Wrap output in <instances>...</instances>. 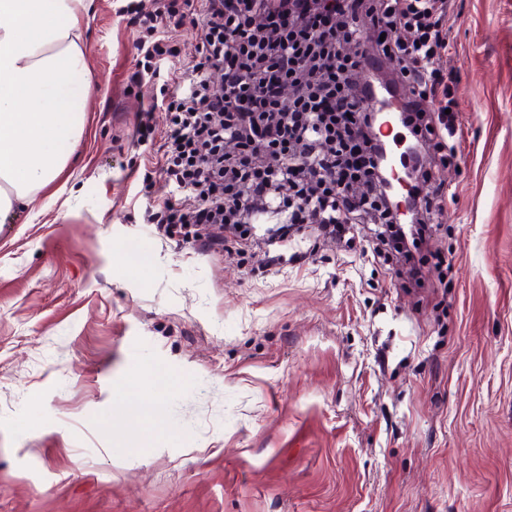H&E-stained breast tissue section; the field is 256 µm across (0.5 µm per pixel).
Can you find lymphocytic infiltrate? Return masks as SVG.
Masks as SVG:
<instances>
[{"mask_svg":"<svg viewBox=\"0 0 512 512\" xmlns=\"http://www.w3.org/2000/svg\"><path fill=\"white\" fill-rule=\"evenodd\" d=\"M453 0H128L141 68L131 84L174 56L164 32L191 26L199 62L165 103L163 168L174 199L147 211L166 237L217 253L255 241L269 266L301 224L329 236L377 224L387 252L419 280L421 243L438 223L441 171L456 159L448 139L459 106L457 78L444 69ZM221 86H213L209 73ZM401 111L407 132L400 171L416 228L402 239L379 151L390 137L367 106L376 89ZM226 226L229 237L210 234Z\"/></svg>","mask_w":512,"mask_h":512,"instance_id":"1","label":"lymphocytic infiltrate"}]
</instances>
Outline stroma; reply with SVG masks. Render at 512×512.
Returning <instances> with one entry per match:
<instances>
[{"label":"stroma","mask_w":512,"mask_h":512,"mask_svg":"<svg viewBox=\"0 0 512 512\" xmlns=\"http://www.w3.org/2000/svg\"><path fill=\"white\" fill-rule=\"evenodd\" d=\"M124 5L83 30L72 161L0 232V512H512V0H456L461 156L420 288L366 226L302 228L271 270L143 223L172 185L134 116L199 43L168 30L127 88Z\"/></svg>","instance_id":"1"}]
</instances>
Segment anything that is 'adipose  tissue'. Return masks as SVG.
Wrapping results in <instances>:
<instances>
[{"label":"adipose tissue","instance_id":"obj_1","mask_svg":"<svg viewBox=\"0 0 512 512\" xmlns=\"http://www.w3.org/2000/svg\"><path fill=\"white\" fill-rule=\"evenodd\" d=\"M93 0H0V223L67 164L93 95L80 47Z\"/></svg>","mask_w":512,"mask_h":512}]
</instances>
